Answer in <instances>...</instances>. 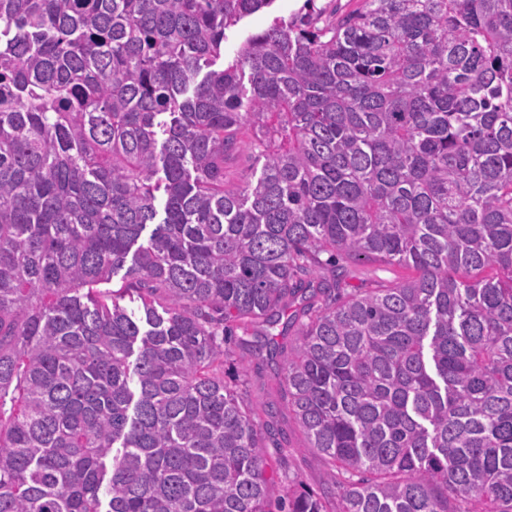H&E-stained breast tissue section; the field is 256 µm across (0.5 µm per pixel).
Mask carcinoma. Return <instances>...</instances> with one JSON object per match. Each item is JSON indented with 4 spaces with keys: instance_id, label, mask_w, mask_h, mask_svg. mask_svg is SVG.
Returning <instances> with one entry per match:
<instances>
[{
    "instance_id": "cac0c4a2",
    "label": "carcinoma",
    "mask_w": 512,
    "mask_h": 512,
    "mask_svg": "<svg viewBox=\"0 0 512 512\" xmlns=\"http://www.w3.org/2000/svg\"><path fill=\"white\" fill-rule=\"evenodd\" d=\"M273 2L0 0V512H512V0ZM303 2L299 0H275L272 6L244 18L238 25L225 31L224 68L231 63L246 38L266 28L274 17H289L297 11ZM261 166L262 161L248 150L237 151L224 161V180L228 186H237L252 173L259 174ZM414 272L398 265L357 263L348 266L345 282L347 291L352 288H374L379 281L396 282L413 276ZM233 349V361L229 367V373L242 385L248 399L260 410L272 404H280V410L276 417L278 434L276 440L288 454L289 459L303 481L315 490L322 487L328 466L307 445V440L288 409L281 405L282 399L275 378L276 372L282 362V356L274 359H254L251 357V349L240 347L234 341L230 345Z\"/></svg>"
}]
</instances>
